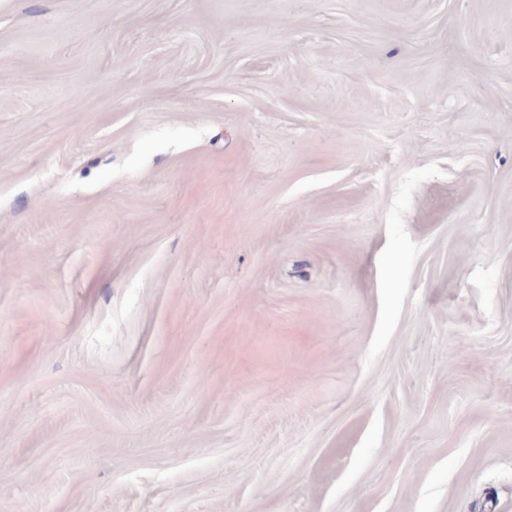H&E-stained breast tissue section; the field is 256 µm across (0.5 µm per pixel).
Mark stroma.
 I'll use <instances>...</instances> for the list:
<instances>
[{
  "mask_svg": "<svg viewBox=\"0 0 512 512\" xmlns=\"http://www.w3.org/2000/svg\"><path fill=\"white\" fill-rule=\"evenodd\" d=\"M0 512H512V0H0Z\"/></svg>",
  "mask_w": 512,
  "mask_h": 512,
  "instance_id": "obj_1",
  "label": "stroma"
}]
</instances>
